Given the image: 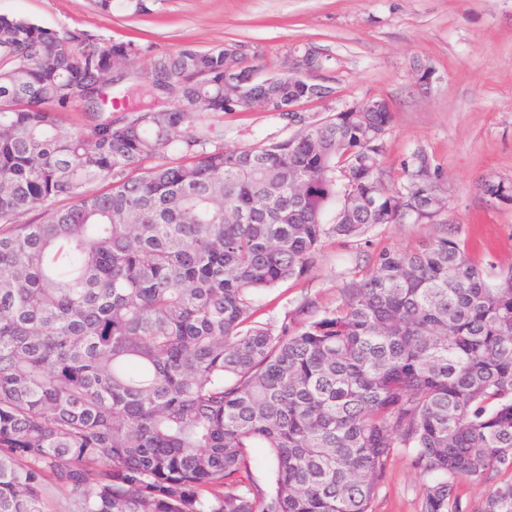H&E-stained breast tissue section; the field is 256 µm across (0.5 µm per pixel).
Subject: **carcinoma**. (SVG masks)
<instances>
[{"mask_svg":"<svg viewBox=\"0 0 512 512\" xmlns=\"http://www.w3.org/2000/svg\"><path fill=\"white\" fill-rule=\"evenodd\" d=\"M297 51L307 78L250 86L283 119L331 70ZM138 57L0 15V512H51L50 488L70 512H372L398 448L429 477L420 512H462L463 480L512 512V268L491 285L448 238L385 249L336 308L258 320L336 202L348 239L447 205L423 150L387 188L392 100L226 150L197 122L241 111L224 74L260 66L235 43ZM112 65L133 96L100 99ZM255 463L251 467V480L264 487L272 478L273 466L263 448L253 449Z\"/></svg>","mask_w":512,"mask_h":512,"instance_id":"cac0c4a2","label":"carcinoma"}]
</instances>
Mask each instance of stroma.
<instances>
[{"mask_svg":"<svg viewBox=\"0 0 512 512\" xmlns=\"http://www.w3.org/2000/svg\"><path fill=\"white\" fill-rule=\"evenodd\" d=\"M0 15L105 44L134 41L140 68L152 54L187 43L207 50L237 42L272 70L309 44L331 58L339 103L393 101L387 185L400 187L402 162L425 150L447 176L445 212L434 224H380L356 239L324 236L306 275L262 296V320H283L308 297L334 309L382 250L411 251L445 235L465 245L489 282L512 267V196L491 201L480 188L485 181L512 186V0H162L138 17L102 15L92 0H0ZM199 124L214 126L230 150L291 133L284 120L260 111ZM424 481L412 454L397 450L373 512H419Z\"/></svg>","mask_w":512,"mask_h":512,"instance_id":"1","label":"stroma"}]
</instances>
